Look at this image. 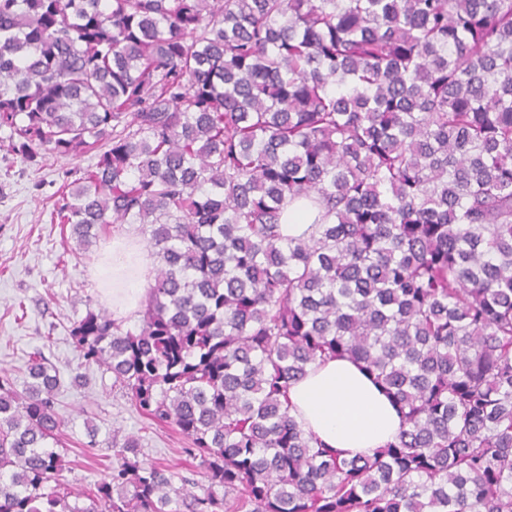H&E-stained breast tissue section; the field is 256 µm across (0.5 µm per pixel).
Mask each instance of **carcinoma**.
Instances as JSON below:
<instances>
[{"instance_id":"1","label":"carcinoma","mask_w":512,"mask_h":512,"mask_svg":"<svg viewBox=\"0 0 512 512\" xmlns=\"http://www.w3.org/2000/svg\"><path fill=\"white\" fill-rule=\"evenodd\" d=\"M2 127L31 166L99 151L52 211L74 253L149 226L139 330L70 335L208 486L114 433L64 487L38 349L0 369V512H512V0H0ZM328 357L401 411L371 456L291 415ZM318 212V208L312 207L304 200H294L289 203L287 201L282 217V235L289 238L302 237Z\"/></svg>"}]
</instances>
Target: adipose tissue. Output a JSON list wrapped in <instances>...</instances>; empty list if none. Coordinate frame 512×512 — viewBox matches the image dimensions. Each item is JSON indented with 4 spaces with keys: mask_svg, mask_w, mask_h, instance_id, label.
Segmentation results:
<instances>
[{
    "mask_svg": "<svg viewBox=\"0 0 512 512\" xmlns=\"http://www.w3.org/2000/svg\"><path fill=\"white\" fill-rule=\"evenodd\" d=\"M95 277L114 318L133 317L152 284L151 260L138 241L116 239ZM288 398L302 429L346 457L374 453L394 441L402 426L391 398L360 364L344 357L312 365L290 385Z\"/></svg>",
    "mask_w": 512,
    "mask_h": 512,
    "instance_id": "ef3b65f1",
    "label": "adipose tissue"
}]
</instances>
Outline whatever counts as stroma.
I'll return each instance as SVG.
<instances>
[{
    "mask_svg": "<svg viewBox=\"0 0 512 512\" xmlns=\"http://www.w3.org/2000/svg\"><path fill=\"white\" fill-rule=\"evenodd\" d=\"M8 136L0 129V369L23 385L29 356L39 348L57 368L59 409L69 419L64 441L70 467L63 473L68 484L90 490L101 482L112 465L109 442L117 432L139 437L144 458L193 479L195 490H202L207 482L184 452L185 437L139 412L111 374L85 363L69 335L87 308L106 305L93 271L113 237L144 245L148 233L126 224L118 234L101 235L85 254L72 255L51 211L58 188L94 166L96 155L49 157L38 169L9 151ZM91 424L98 429L95 448L85 445Z\"/></svg>",
    "mask_w": 512,
    "mask_h": 512,
    "instance_id": "1",
    "label": "stroma"
}]
</instances>
